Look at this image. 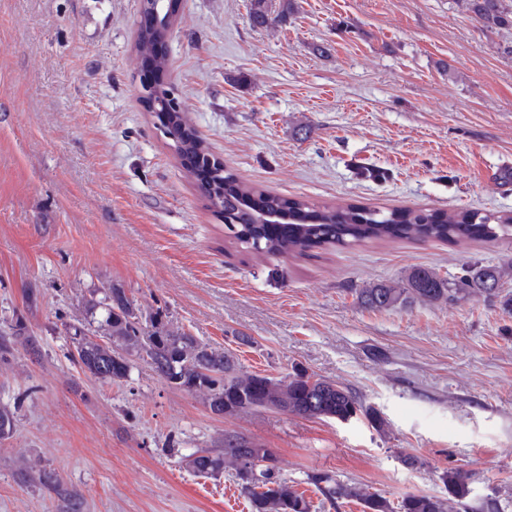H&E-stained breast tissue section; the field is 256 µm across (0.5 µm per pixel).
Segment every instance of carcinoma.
Returning a JSON list of instances; mask_svg holds the SVG:
<instances>
[{
  "label": "carcinoma",
  "mask_w": 512,
  "mask_h": 512,
  "mask_svg": "<svg viewBox=\"0 0 512 512\" xmlns=\"http://www.w3.org/2000/svg\"><path fill=\"white\" fill-rule=\"evenodd\" d=\"M474 18L486 27L512 24V9L504 0H469ZM291 0L281 9H272L270 0H250L249 21L254 28H266L287 21ZM159 129L170 137L172 147L190 177L199 170L209 179L198 186L208 208L224 224L232 237L263 255H283L326 244L359 245L382 239H418L440 241L471 239L498 241L512 236V215H497L479 210L454 214L437 211L391 209L387 212L365 206L343 209L319 206L306 200L288 199L242 183L180 111L156 113ZM286 214L294 223L272 231L257 223L262 213ZM504 271L498 267L473 263L463 275L445 278L435 271L417 267L397 283H378L357 292L359 304L371 310L405 308L416 301L461 302L475 297L491 298L499 294ZM101 298L91 296L85 304L83 320L68 327L75 350L74 358L82 371L98 380L120 384L132 368V358H145L154 372L169 385L199 394L211 413L222 416L242 410L275 409L307 419L349 421L362 413L375 420L376 410L365 404L355 392L331 380L307 372L283 378L248 373L228 352L204 343L196 337L172 328L160 313L143 320V312L122 288H103ZM14 341H0V357L20 343L37 351L36 339L19 322L13 327ZM14 429V413L0 406V439ZM227 435L224 448L200 450L186 458L188 468L201 477H219L232 470L233 478L249 500L251 512H312L313 504L304 493L283 477L280 469L245 476ZM439 480L448 491L441 498L428 493H407L393 504L378 492H369L356 484H340L324 473L309 476L325 500L334 507L345 499L357 500L363 512H501L499 497L487 496L478 503L469 501L470 476L460 469H446ZM68 502L67 512H80L81 502L50 473L39 476Z\"/></svg>",
  "instance_id": "cac0c4a2"
}]
</instances>
